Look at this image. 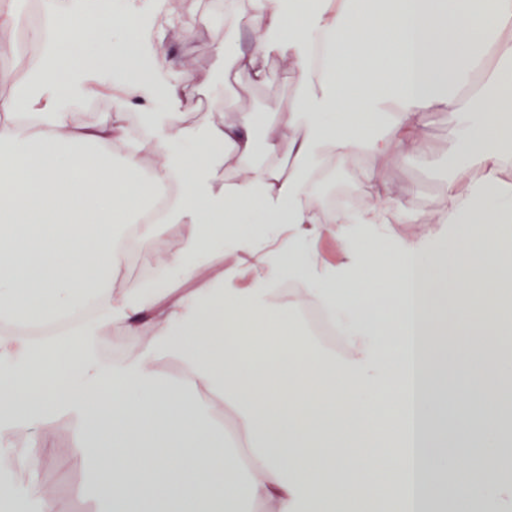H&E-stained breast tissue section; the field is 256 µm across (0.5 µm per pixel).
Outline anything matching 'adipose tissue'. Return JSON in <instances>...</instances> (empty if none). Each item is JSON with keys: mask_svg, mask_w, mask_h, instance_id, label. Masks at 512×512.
<instances>
[{"mask_svg": "<svg viewBox=\"0 0 512 512\" xmlns=\"http://www.w3.org/2000/svg\"><path fill=\"white\" fill-rule=\"evenodd\" d=\"M249 6L254 47L218 45L225 69L256 83L273 55L297 75L287 118L259 138L252 112L187 126L197 78L175 62L153 76L158 47L188 34L195 13L167 0H43L52 33L27 85L0 99V323L55 320L96 289L106 300L70 335L0 336V439L70 416L75 453L101 487L97 512H242L246 501L364 512L381 497L406 505L395 459L412 418L431 450L427 500L512 512V478L488 479L487 466L441 484L474 444L512 462L497 416L512 403V361L486 369L448 350L452 337H512V182L501 176L512 157V0ZM100 95L111 115L79 123V106ZM129 112L156 155L147 174ZM431 112L448 115L458 172L436 213L408 210L369 170L355 213L310 192L366 156L425 155ZM173 180L164 222L187 235L160 262L182 278L223 262L224 285L162 304L159 287L114 282L124 230L136 225L151 244L159 225L140 217ZM392 224L418 230L394 239ZM323 239L343 244L341 261L320 259ZM309 303L339 322L340 356L300 319ZM146 315L143 353L121 366L98 356L103 331H136ZM162 357L180 362L178 382L159 376Z\"/></svg>", "mask_w": 512, "mask_h": 512, "instance_id": "1", "label": "adipose tissue"}]
</instances>
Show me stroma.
Returning <instances> with one entry per match:
<instances>
[{"label":"stroma","instance_id":"obj_1","mask_svg":"<svg viewBox=\"0 0 512 512\" xmlns=\"http://www.w3.org/2000/svg\"><path fill=\"white\" fill-rule=\"evenodd\" d=\"M179 7L197 12L200 20L189 34L160 47L157 58L163 68L171 60H179L186 70L199 75L204 81L200 93L187 105V123L223 125V113L210 111L208 107L213 100L222 101L235 110L258 113L264 123L282 116L295 91L294 77L284 63L275 57L264 58L262 65L266 79L262 83L234 80L225 74L215 48L233 33L237 34L241 47H248L249 37L243 25L213 17L210 0H179ZM427 143V157L409 156L399 166L369 156L363 163L376 172L379 180L395 184L405 204L424 213H433L441 206L444 186L437 168L447 158L449 150L448 122L443 114L437 113L430 118ZM184 234L183 227L166 225L154 245L139 250V260L154 268L152 280L162 281L164 287L176 294L191 293L201 287L223 286L224 267L218 263L209 264L207 278L200 281L172 275L165 277L157 271L160 254L177 248ZM152 334L153 328L146 322L134 334L109 330L101 335L99 342L112 345L116 355L111 362L118 366L139 354ZM75 441V433L60 430L58 423L46 420L37 425L35 432L16 434L7 445L43 458L44 464L37 473L38 482L46 487L54 486L56 497L65 500L71 512H95L96 504L86 491V464L73 453Z\"/></svg>","mask_w":512,"mask_h":512}]
</instances>
